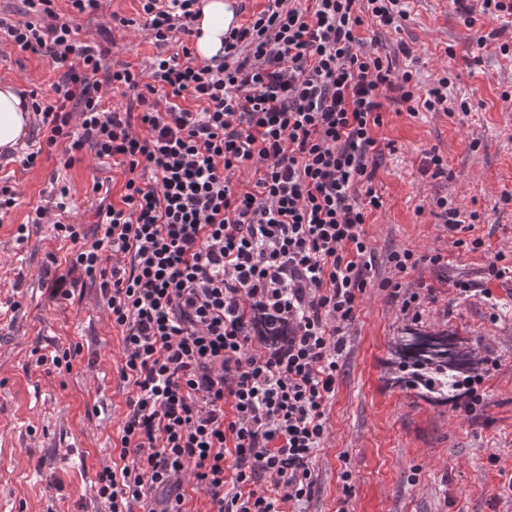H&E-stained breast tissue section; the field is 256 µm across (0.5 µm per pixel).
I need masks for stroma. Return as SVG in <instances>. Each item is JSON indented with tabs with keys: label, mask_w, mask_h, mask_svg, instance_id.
Segmentation results:
<instances>
[{
	"label": "stroma",
	"mask_w": 512,
	"mask_h": 512,
	"mask_svg": "<svg viewBox=\"0 0 512 512\" xmlns=\"http://www.w3.org/2000/svg\"><path fill=\"white\" fill-rule=\"evenodd\" d=\"M137 10L136 0H103L101 11L74 22L90 42L109 26V63L145 71L156 45L118 23ZM406 11L399 29L368 23L361 34L383 54L407 43L412 56L398 64L420 89L448 77V109L412 116L389 102L383 110L375 135L394 148L378 160L383 205L364 226L375 264L346 331L312 497L288 512H512V262L501 277L482 276L496 253L512 255V203L502 201L512 193V97H502L512 94V56L499 51L512 44V27L492 37L498 21L480 10L463 18L448 0H406ZM58 79L46 59L0 44V84L48 95ZM430 150L447 163V176L422 173ZM0 180L17 192L15 206L0 212V512H108L97 475L119 459L131 394L120 377L121 333L98 282L69 273L71 245L55 238L52 224L76 223L92 235L99 206L120 199L123 169L89 149L71 163L58 148L31 169L0 154ZM98 182L109 194L95 192ZM440 198L479 214L472 234L482 248L455 247V234L432 213ZM39 207L50 222L18 241V225ZM397 248L425 257L399 278L421 294L416 320L382 287L391 275L386 257ZM437 253L439 265L430 261ZM61 276L68 298L50 297ZM459 279L482 288L459 294ZM441 331L449 350L489 359L485 407L468 414L454 399L403 382L397 340ZM59 346L79 350L70 371L36 365L37 354Z\"/></svg>",
	"instance_id": "stroma-1"
}]
</instances>
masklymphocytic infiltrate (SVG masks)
<instances>
[{
    "instance_id": "1",
    "label": "lymphocytic infiltrate",
    "mask_w": 512,
    "mask_h": 512,
    "mask_svg": "<svg viewBox=\"0 0 512 512\" xmlns=\"http://www.w3.org/2000/svg\"><path fill=\"white\" fill-rule=\"evenodd\" d=\"M24 2L29 20L0 17V42L62 72L52 95L28 94L46 148L73 158L92 145L126 176L96 240L54 226L73 245L70 271L108 299L132 389L119 436L136 456L102 469L98 497L110 512H186L191 478L211 512H286L311 496L372 268L363 226L382 206L384 102L435 110L447 78L420 93L368 49L365 22L395 26L402 0H268L207 63L186 42L199 0H138L127 26L176 47L146 74L108 65L54 0ZM105 84L130 91L128 103L106 106ZM265 324L286 336L269 341Z\"/></svg>"
}]
</instances>
